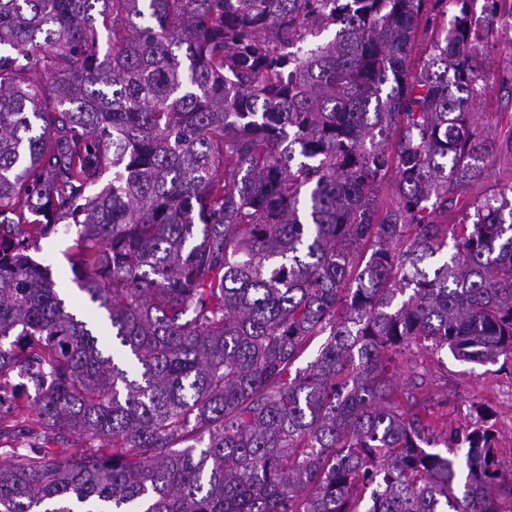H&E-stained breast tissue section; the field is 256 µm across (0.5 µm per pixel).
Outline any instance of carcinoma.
<instances>
[{
	"mask_svg": "<svg viewBox=\"0 0 512 512\" xmlns=\"http://www.w3.org/2000/svg\"><path fill=\"white\" fill-rule=\"evenodd\" d=\"M468 5L0 0V512H506L491 409L443 436L415 372L512 360V201L441 221L492 153ZM431 19L425 26L421 24L416 35V44L410 60V67L414 72H419L431 52L433 40H443L448 32V18L453 21L457 12L454 7L436 9L431 13ZM75 232L76 229L72 225L69 232L60 230L49 239L42 240L38 257L44 265L49 266L53 275L56 276L57 288H59L62 297L65 298L67 308L86 320H92L91 317H93L96 310L88 301L86 295L80 292L76 284L72 282L73 277L70 272L69 253Z\"/></svg>",
	"mask_w": 512,
	"mask_h": 512,
	"instance_id": "obj_1",
	"label": "carcinoma"
}]
</instances>
